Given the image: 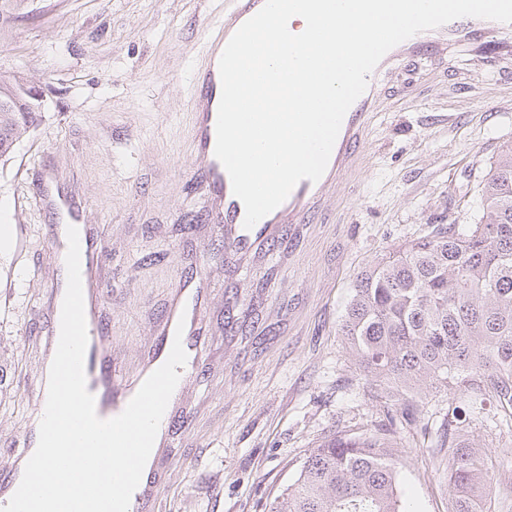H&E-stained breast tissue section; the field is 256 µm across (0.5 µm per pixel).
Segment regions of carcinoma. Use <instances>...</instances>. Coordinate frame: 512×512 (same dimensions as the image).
Returning a JSON list of instances; mask_svg holds the SVG:
<instances>
[{"instance_id": "obj_1", "label": "carcinoma", "mask_w": 512, "mask_h": 512, "mask_svg": "<svg viewBox=\"0 0 512 512\" xmlns=\"http://www.w3.org/2000/svg\"><path fill=\"white\" fill-rule=\"evenodd\" d=\"M38 10L0 0V26ZM24 80L0 79V157L43 121ZM472 224H433L357 276L339 332L366 372L404 392L453 386L512 408V146L476 195ZM461 407L444 414L451 512H487L488 458L460 435ZM391 440L380 431L335 434L309 450L269 512H413Z\"/></svg>"}]
</instances>
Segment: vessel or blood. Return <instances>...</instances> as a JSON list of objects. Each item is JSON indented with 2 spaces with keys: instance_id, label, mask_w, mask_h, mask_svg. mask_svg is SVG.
Masks as SVG:
<instances>
[{
  "instance_id": "obj_1",
  "label": "vessel or blood",
  "mask_w": 512,
  "mask_h": 512,
  "mask_svg": "<svg viewBox=\"0 0 512 512\" xmlns=\"http://www.w3.org/2000/svg\"><path fill=\"white\" fill-rule=\"evenodd\" d=\"M264 4L265 0H227L222 17L211 26L213 38L199 51L194 74L191 130L195 163L202 176L199 188L204 199L203 213L207 223L223 226L225 248L240 255L263 249L280 229L316 222L327 186L343 180L357 159L358 148L370 131L372 114L387 94L386 81H396L399 91L411 92L415 80L406 76L404 64L424 59L429 61L433 71H441L446 68L452 50L479 37L492 39L495 44L493 60L500 74H512V23H488L479 18L464 17L405 40L383 57L370 74L365 92L347 111L323 176L315 182L300 181L284 203L248 229L244 226L245 207L234 195L230 177L214 154L217 110L222 93L218 64L232 35ZM54 179V174L48 173L42 175L37 184L39 202L55 217L54 224L48 227V238L57 241L58 225L75 226L79 232L81 272L89 274L99 268L102 242L88 222L84 205L66 191H51L50 184ZM88 292L91 305L85 312L88 344L84 370L98 416L109 419L125 409L133 391L112 364L99 282L90 283ZM203 301L200 281L181 280L161 318L153 355L167 359L184 374L192 370L191 353L197 348V338L203 332Z\"/></svg>"
}]
</instances>
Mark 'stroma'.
I'll return each mask as SVG.
<instances>
[{"mask_svg":"<svg viewBox=\"0 0 512 512\" xmlns=\"http://www.w3.org/2000/svg\"><path fill=\"white\" fill-rule=\"evenodd\" d=\"M0 37V78L43 93L44 121L0 159V207L13 239L0 251V471L23 446L42 399L43 294L57 249L39 173L64 175L87 200L100 262L112 362L130 383L151 368L156 326L182 278H203L198 366L175 402L189 408L153 463L147 512H267L309 448L339 432L393 423V452L415 512H451L448 458L435 430L454 389L390 395L363 372L339 324L356 277L437 223L470 224L473 197L512 144V78L478 66L468 46L446 73L391 92L375 112L348 181L328 187L314 224L269 257L240 258L201 211L191 148L192 71L225 0H43ZM463 428L492 458L490 512H512V433L486 399Z\"/></svg>","mask_w":512,"mask_h":512,"instance_id":"35a3bbf8","label":"stroma"}]
</instances>
